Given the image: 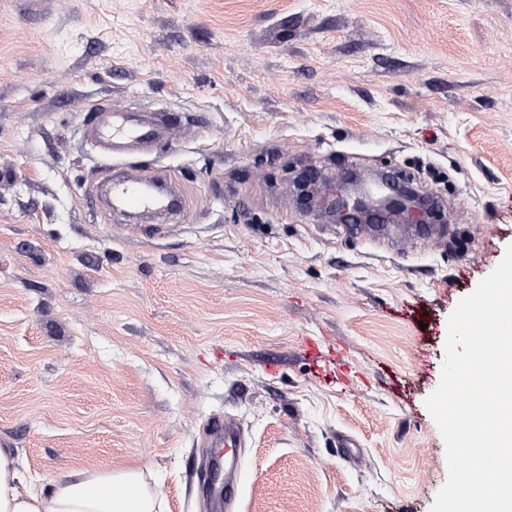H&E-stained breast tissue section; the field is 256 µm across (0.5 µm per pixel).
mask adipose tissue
Segmentation results:
<instances>
[{"mask_svg":"<svg viewBox=\"0 0 512 512\" xmlns=\"http://www.w3.org/2000/svg\"><path fill=\"white\" fill-rule=\"evenodd\" d=\"M15 459L0 451V512H160L158 496L137 469L77 472L49 489L21 493Z\"/></svg>","mask_w":512,"mask_h":512,"instance_id":"1","label":"adipose tissue"}]
</instances>
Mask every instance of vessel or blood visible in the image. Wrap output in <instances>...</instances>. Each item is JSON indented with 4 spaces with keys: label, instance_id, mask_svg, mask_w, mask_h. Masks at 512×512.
Returning <instances> with one entry per match:
<instances>
[{
    "label": "vessel or blood",
    "instance_id": "1",
    "mask_svg": "<svg viewBox=\"0 0 512 512\" xmlns=\"http://www.w3.org/2000/svg\"><path fill=\"white\" fill-rule=\"evenodd\" d=\"M178 127L171 113L130 112L105 103L89 107L84 125L85 137L94 142L104 159V171L110 172V188L114 208L135 216L166 215L180 212L184 206L181 194L170 184L149 172L119 166L128 155L148 150L156 144L173 141ZM207 427L214 447L223 449V458L215 459L212 469H201V476L223 474L218 493L212 494L211 512H235L241 480L240 450L245 446L241 427L234 420L212 416Z\"/></svg>",
    "mask_w": 512,
    "mask_h": 512
}]
</instances>
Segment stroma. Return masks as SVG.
Wrapping results in <instances>:
<instances>
[{"instance_id":"35a3bbf8","label":"stroma","mask_w":512,"mask_h":512,"mask_svg":"<svg viewBox=\"0 0 512 512\" xmlns=\"http://www.w3.org/2000/svg\"><path fill=\"white\" fill-rule=\"evenodd\" d=\"M98 102L193 131L123 160L180 185L168 229L131 234L88 198ZM421 167L435 245L334 223L297 185ZM511 244L512 0H0V448L19 491L137 468L164 512H204L218 414L246 436L238 512H429L448 317ZM307 336L343 349L349 389Z\"/></svg>"}]
</instances>
